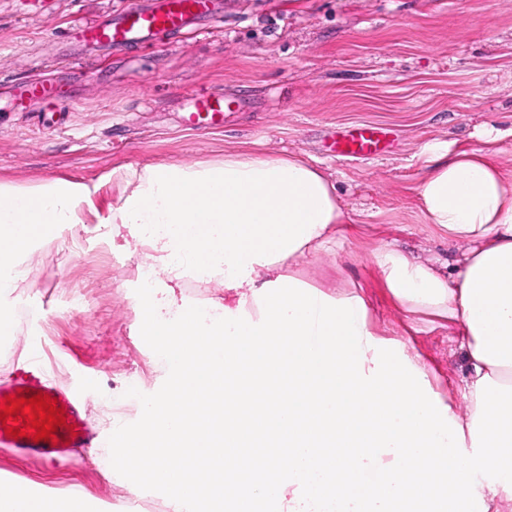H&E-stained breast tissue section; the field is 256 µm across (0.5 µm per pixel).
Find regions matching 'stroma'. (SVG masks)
Listing matches in <instances>:
<instances>
[{"mask_svg": "<svg viewBox=\"0 0 512 512\" xmlns=\"http://www.w3.org/2000/svg\"><path fill=\"white\" fill-rule=\"evenodd\" d=\"M219 3L218 20L198 38L93 55L68 28L119 13L127 0H0V82L66 62L57 98L23 110L0 98V181L84 182L105 216L117 168L220 161L243 146L305 156L336 183L351 228L317 260L284 263V272L331 297L359 294L371 330L418 355L432 391L462 405L468 363L458 325L400 304L373 252L389 244L444 272L461 260L460 245L422 222L413 188L425 143L467 147L484 126L512 124V0ZM205 92L245 105L220 127H189V99ZM361 124L391 132L389 153L328 157L330 135ZM26 265L13 301L33 309L19 329L30 346L0 358V379L29 371L36 356L59 387L86 393L100 437L137 421L142 406L126 397L128 381L152 394L167 369L139 334L134 239L105 243L97 225L80 224L42 239ZM116 406L124 409L117 419ZM102 461L98 448L54 463L0 449V483L79 493L97 512H125L131 497L166 503L161 493L131 491Z\"/></svg>", "mask_w": 512, "mask_h": 512, "instance_id": "1", "label": "stroma"}]
</instances>
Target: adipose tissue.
<instances>
[{
  "label": "adipose tissue",
  "instance_id": "1",
  "mask_svg": "<svg viewBox=\"0 0 512 512\" xmlns=\"http://www.w3.org/2000/svg\"><path fill=\"white\" fill-rule=\"evenodd\" d=\"M505 130L487 126L478 144L424 145L426 173L416 184L423 223L462 245L448 273L379 247L376 264L394 296L416 311L448 316L469 359L465 401L476 382L512 383V172L494 157ZM93 187L51 179L26 189L0 181V289L26 276L24 261L48 233L83 223ZM109 238L129 235L141 264L173 288L194 280L223 288L229 310L257 304L254 290L276 280L287 260L316 258L341 233L347 214L332 180L296 155L242 149L217 162H178L112 172ZM0 512H91L80 495H33L0 484Z\"/></svg>",
  "mask_w": 512,
  "mask_h": 512
}]
</instances>
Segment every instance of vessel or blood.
Returning <instances> with one entry per match:
<instances>
[{
  "label": "vessel or blood",
  "instance_id": "b4317fda",
  "mask_svg": "<svg viewBox=\"0 0 512 512\" xmlns=\"http://www.w3.org/2000/svg\"><path fill=\"white\" fill-rule=\"evenodd\" d=\"M213 0H130L117 17L75 24L69 29L71 39L91 47L111 50L156 48L171 37L195 30L198 19L216 18ZM12 101L19 106L56 97V86L47 80L26 79L7 85ZM241 99L221 94L201 93L192 98L191 120L202 126L218 124L227 110L240 107ZM386 147L385 134L369 125L355 126L338 132L334 150L338 156L368 159ZM36 394L49 396L65 415L64 426L58 427L54 440L33 441L13 437L0 425V446L18 455L54 461L79 454L96 445L97 435L89 421L84 397L67 392L48 380L23 377L0 384V407L8 398H29Z\"/></svg>",
  "mask_w": 512,
  "mask_h": 512
}]
</instances>
